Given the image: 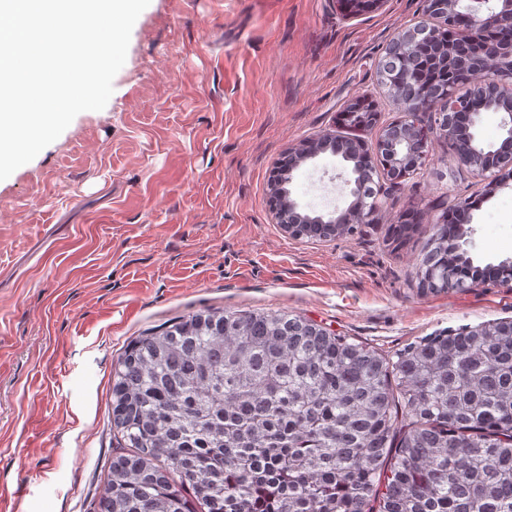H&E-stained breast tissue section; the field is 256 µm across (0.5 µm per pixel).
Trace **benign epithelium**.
Instances as JSON below:
<instances>
[{
  "instance_id": "obj_1",
  "label": "benign epithelium",
  "mask_w": 512,
  "mask_h": 512,
  "mask_svg": "<svg viewBox=\"0 0 512 512\" xmlns=\"http://www.w3.org/2000/svg\"><path fill=\"white\" fill-rule=\"evenodd\" d=\"M346 19H355L362 12L380 6L384 0H337ZM425 21L399 32L388 45L378 63L383 77L399 81L417 82L418 69L401 70L398 59L404 47L427 52L432 45L448 39V54L431 58L436 73L434 90L418 97L395 98L393 102L402 112V119L376 138L324 135L303 143L306 151L295 161V172L309 161L326 155L340 161L354 153L368 167L378 164L381 152L388 150L397 159V166L387 168L386 180L395 186L426 165L429 143L444 138L457 148L460 163L480 175L491 173L512 163V0H424ZM478 71L491 79L490 96L462 95L459 87L469 82ZM495 112L501 117L502 138L496 145H485L480 136L482 117ZM429 117L426 138L420 149H415L404 129L416 128L421 117ZM344 184L352 202L345 208H336L310 218L291 192L281 191L271 196L275 216L288 210L290 219L283 229L297 236V223L317 224H371L380 209L381 186L368 190L355 181L351 170H346ZM448 282L462 288H479L489 282L512 284V260L488 263L481 267L469 262L464 276L448 274Z\"/></svg>"
}]
</instances>
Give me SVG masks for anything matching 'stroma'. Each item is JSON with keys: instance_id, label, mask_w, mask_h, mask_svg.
I'll use <instances>...</instances> for the list:
<instances>
[{"instance_id": "35a3bbf8", "label": "stroma", "mask_w": 512, "mask_h": 512, "mask_svg": "<svg viewBox=\"0 0 512 512\" xmlns=\"http://www.w3.org/2000/svg\"><path fill=\"white\" fill-rule=\"evenodd\" d=\"M424 0L345 19L336 0H150L114 91L0 181V512H94L117 441L114 370L134 338L203 310L287 311L385 355L443 330L512 319V288H419L444 207L470 201L475 264L512 259L502 187L436 141L420 174L384 185L375 223L294 239L270 211L281 155L370 97ZM307 209L345 207L331 158L294 174Z\"/></svg>"}]
</instances>
